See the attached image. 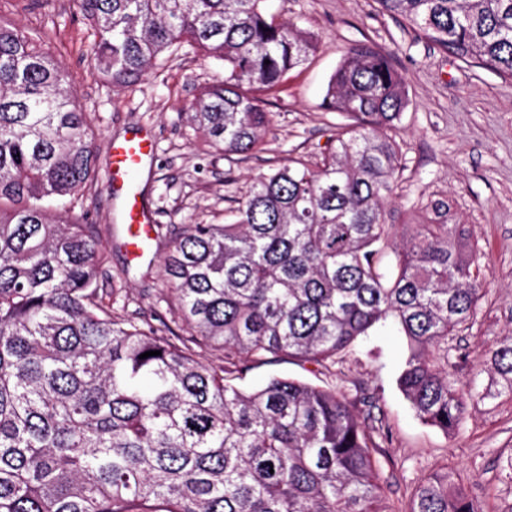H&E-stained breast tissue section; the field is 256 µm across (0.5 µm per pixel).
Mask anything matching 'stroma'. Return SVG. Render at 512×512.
<instances>
[{
	"mask_svg": "<svg viewBox=\"0 0 512 512\" xmlns=\"http://www.w3.org/2000/svg\"><path fill=\"white\" fill-rule=\"evenodd\" d=\"M270 11L312 32L318 50L265 96L272 123L261 151L227 155L212 147L190 120L198 91L222 76V62L182 48L136 85L115 89L94 69L91 31L70 0H0V21L40 38L68 73L78 106L95 132V178L74 196L94 224L110 262L99 279L116 288L127 312L158 311L171 335L177 315L157 307L171 293L159 262L188 224H220L255 178L289 158L319 159L338 113L323 105L338 64L356 43L387 53L402 75L409 104L392 135L402 170L385 206L386 223L409 239L428 199L448 201V221L479 247L483 297L469 330L448 341V370L467 383L490 348L512 335V81L466 64L417 38L396 18L378 14L374 0H269ZM145 130L154 151L132 187L152 223L168 233L153 239L146 258L133 261L124 247L121 202L108 185L110 143ZM409 354L390 325L359 339L342 362L329 367L285 357L250 362L237 384L250 390L273 376L299 379L344 393L366 424L377 430L385 477L384 498L404 508L430 474L447 470L448 488H464L485 512H512V482L501 461L512 454V396L468 403L450 433L424 424L398 387Z\"/></svg>",
	"mask_w": 512,
	"mask_h": 512,
	"instance_id": "1",
	"label": "stroma"
}]
</instances>
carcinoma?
Wrapping results in <instances>:
<instances>
[{"label":"carcinoma","instance_id":"cac0c4a2","mask_svg":"<svg viewBox=\"0 0 512 512\" xmlns=\"http://www.w3.org/2000/svg\"><path fill=\"white\" fill-rule=\"evenodd\" d=\"M266 0H72L94 36L93 63L127 88L187 45L224 64L189 110L226 154L262 149L261 93L315 53L314 37ZM416 37L512 80V0H375ZM325 101L336 125L320 160L259 176L229 224H189L161 262L188 336L117 315L99 287L108 253L62 201L91 179L87 113L51 53L0 22V512H390L379 448L334 389L235 380L266 354L327 366L393 320L410 354L398 386L444 432L466 398L512 395V335L489 350L494 387L464 396L435 364L469 328L478 248L457 240L448 204L390 243L384 205L399 170L388 134L407 105L385 52L351 46ZM158 351L145 359L140 355ZM205 351L224 354L205 363ZM407 512H485L436 475Z\"/></svg>","mask_w":512,"mask_h":512}]
</instances>
